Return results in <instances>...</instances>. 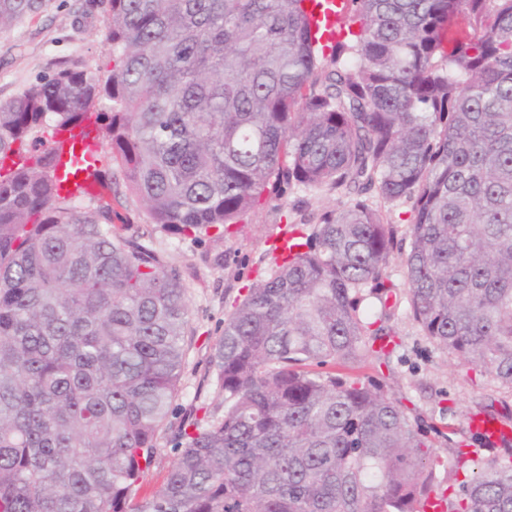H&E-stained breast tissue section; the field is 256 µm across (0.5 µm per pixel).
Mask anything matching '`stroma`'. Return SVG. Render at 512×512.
Listing matches in <instances>:
<instances>
[{"mask_svg": "<svg viewBox=\"0 0 512 512\" xmlns=\"http://www.w3.org/2000/svg\"><path fill=\"white\" fill-rule=\"evenodd\" d=\"M106 14L100 0H41L37 13L25 14L0 28V102L17 95L39 77L70 66L104 73L112 68L104 41ZM348 199L328 189H289L234 226L231 235L202 241L152 232L154 249L164 253L186 288L190 327L188 352L178 398L180 407L197 406L219 414L221 400L206 383L213 341L220 336L224 317L248 286L273 265L269 246L286 237V209L309 213L340 209ZM394 332L389 355L367 353L347 369L348 377L372 379L400 399L410 416L438 426L453 427L454 441L468 440L465 419L486 397L506 399L488 375H478L424 336L405 310L390 322Z\"/></svg>", "mask_w": 512, "mask_h": 512, "instance_id": "obj_1", "label": "stroma"}]
</instances>
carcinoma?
<instances>
[{
  "label": "carcinoma",
  "mask_w": 512,
  "mask_h": 512,
  "mask_svg": "<svg viewBox=\"0 0 512 512\" xmlns=\"http://www.w3.org/2000/svg\"><path fill=\"white\" fill-rule=\"evenodd\" d=\"M305 2L105 0L111 74L0 102V512H424L445 433L336 372L391 343L403 199L405 309L512 392V0H350L326 67ZM37 9L0 0V26ZM83 123L112 201L58 191L54 138ZM292 187L350 204L270 246L216 340L223 414L189 412L150 494L189 313L112 202L201 240ZM448 481L447 512H512V447L456 446ZM406 225L407 224H400L399 226L397 245L385 269V276L387 278L386 284L392 285L401 296L404 295L407 288L405 257L410 250V238L406 233Z\"/></svg>",
  "instance_id": "1"
}]
</instances>
